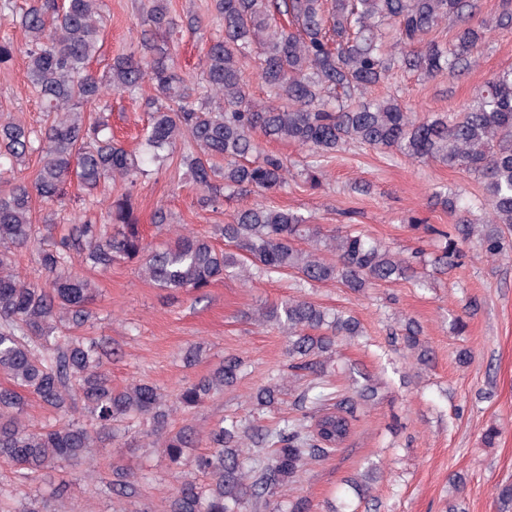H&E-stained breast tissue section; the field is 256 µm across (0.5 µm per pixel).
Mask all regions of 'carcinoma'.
Returning a JSON list of instances; mask_svg holds the SVG:
<instances>
[{
  "label": "carcinoma",
  "instance_id": "1",
  "mask_svg": "<svg viewBox=\"0 0 512 512\" xmlns=\"http://www.w3.org/2000/svg\"><path fill=\"white\" fill-rule=\"evenodd\" d=\"M480 12L481 0H205L203 12L182 18L172 14L168 0H148L139 41L98 76L90 63L105 26L101 0H0V17L25 36L21 44L0 38V67L23 57L28 91L52 115L43 127L0 121V377L10 382L0 385V464L17 476L10 488L0 487L5 512H42L24 490L28 475H77L119 423L152 440L171 463L208 478L202 486L184 477L169 498V512H311L306 499L288 498L282 490L300 483L308 464L335 451L329 434L350 435L358 406L379 400L370 378L355 381L347 396L328 371L337 344L363 335L360 321L302 295L259 305L246 318L283 330L290 376L306 380L293 402L295 415L266 426L250 420L280 403L274 383L250 398L247 418L227 416L203 438L189 425L173 432L161 388L149 382L112 387L105 369L112 347L74 335L89 321L96 286L73 259L99 269L117 259L135 262L147 280L175 292L199 291L226 276L260 280L284 272L303 287L334 282L355 293L417 278L420 256H403L355 224L328 233L297 212L262 202L238 209L222 227L233 251L216 248L206 236L150 248L133 211L140 178L177 153L204 207H221L226 192H277L288 183L287 166L273 154L250 160L259 152L258 135L304 149L303 171L312 188L322 185L328 159L350 146L394 148L474 174L482 180L489 218L478 224L460 195L434 193L455 218L424 226L444 242L435 262H459L462 245L472 241L490 258L508 255L512 68L494 74L452 116L419 117L395 96L368 97L400 72L454 79L475 66L492 32L512 30V0H502L487 19L478 18ZM449 21L454 32L448 44L428 38ZM154 30L185 31L201 41L196 76L179 73L171 49L151 38ZM248 62L266 89L263 101L248 92ZM148 81L157 97L146 100L140 147L129 151L112 136L106 90L137 100ZM35 154L40 167L32 184L4 178ZM73 175L88 196L106 195L105 223L76 216L68 234L44 246L36 203L61 201ZM28 246L46 275L41 284L14 272L15 251ZM422 333L407 316L391 332L419 369L433 359ZM242 373L243 362L228 356L181 387L175 403L197 408ZM28 395L57 415L79 409L83 415L58 427L35 425L25 416ZM201 443L206 451L184 462L185 449ZM374 479L366 470L346 485L364 499ZM106 485L123 498L138 494L137 479L121 465L112 467ZM495 504L497 512H512V483L496 487Z\"/></svg>",
  "mask_w": 512,
  "mask_h": 512
}]
</instances>
